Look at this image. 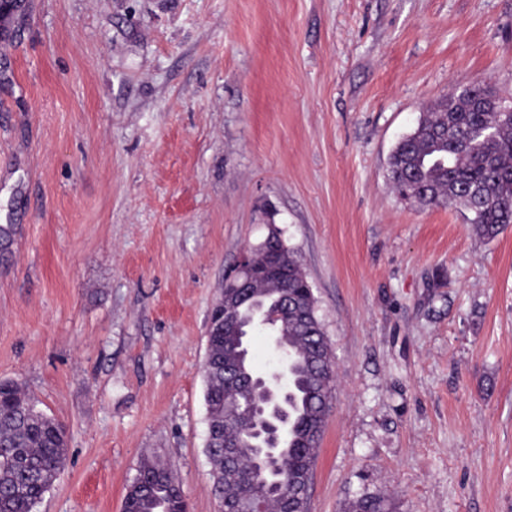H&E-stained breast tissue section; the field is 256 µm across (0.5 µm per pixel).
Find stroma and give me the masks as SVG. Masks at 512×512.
Returning <instances> with one entry per match:
<instances>
[{"mask_svg": "<svg viewBox=\"0 0 512 512\" xmlns=\"http://www.w3.org/2000/svg\"><path fill=\"white\" fill-rule=\"evenodd\" d=\"M486 82L512 0H25L0 41V380L67 431L35 512H122L141 462L221 512L208 318L277 227L336 389L309 512H512V226L399 200L389 155Z\"/></svg>", "mask_w": 512, "mask_h": 512, "instance_id": "obj_1", "label": "stroma"}]
</instances>
